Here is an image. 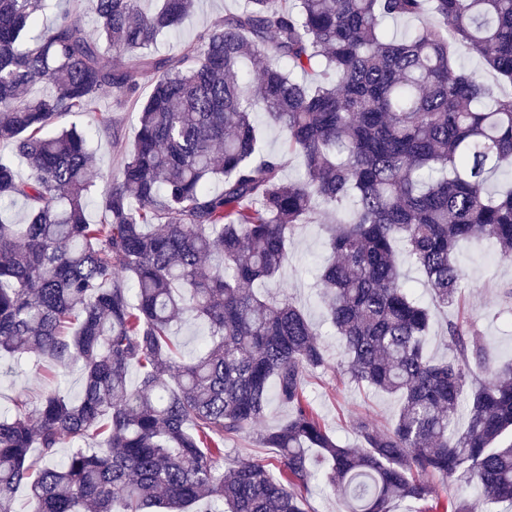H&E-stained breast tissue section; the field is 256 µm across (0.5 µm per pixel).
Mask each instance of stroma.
<instances>
[{"label": "stroma", "instance_id": "35a3bbf8", "mask_svg": "<svg viewBox=\"0 0 512 512\" xmlns=\"http://www.w3.org/2000/svg\"><path fill=\"white\" fill-rule=\"evenodd\" d=\"M237 7V0H198L183 23L179 42L197 40L217 19ZM101 112L111 113L115 119L121 147H114L110 138L97 133L96 119ZM74 121L84 132L88 147L94 154V170L99 181H106L119 170L122 149L132 148L134 144L138 125L135 100L124 96L101 100L96 111L75 116ZM337 220L334 210L320 207L314 223L296 228L290 241L287 263L274 278L256 284L255 289L269 297L290 298L317 328L320 340L327 347L329 366L309 375L305 394L338 440L354 446L358 443L353 429L354 420L365 418L377 427H386L396 416L399 401L396 396L362 390L339 381L335 365L341 360V349L327 320L317 278L319 268L329 258L326 227ZM458 261L467 274L463 300L461 304L434 310L428 344L430 355L437 359L447 358L445 322L459 316L476 325L498 359L512 358V263L499 261L488 243L472 241L461 245ZM59 384L67 389L69 396H76L81 386L79 368L71 366L58 370L34 354L18 362L0 359V413H11L13 401L19 394L34 397ZM289 413L286 404L271 400L257 425L237 439L226 442L227 455L233 460L253 458L277 467L276 451L263 447L259 435L287 421Z\"/></svg>", "mask_w": 512, "mask_h": 512}]
</instances>
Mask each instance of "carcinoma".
I'll use <instances>...</instances> for the list:
<instances>
[{
	"label": "carcinoma",
	"mask_w": 512,
	"mask_h": 512,
	"mask_svg": "<svg viewBox=\"0 0 512 512\" xmlns=\"http://www.w3.org/2000/svg\"><path fill=\"white\" fill-rule=\"evenodd\" d=\"M44 2L0 0V142L30 171L19 178L0 158V215L28 206L23 224L0 218V358L79 365L82 386L76 401L19 395L0 416V512H15L21 487L32 512H308L317 476L343 512H475L466 497L433 494V481L458 474L512 507V362L495 364L458 317L445 326L452 354L430 356L432 312L401 271L404 258L419 267L446 307L466 280L461 241H489L512 262V94L493 96L452 57L465 43L512 83V0H241L165 58L151 47L194 0L149 13L141 0H91V31L66 9L38 30ZM394 19L420 28L393 39ZM133 69L152 88L133 148L100 187L85 136L48 126L135 96ZM37 84L52 93L28 96ZM258 114L284 133L285 152L263 151ZM98 132L120 143L112 114ZM291 155L304 173L286 181ZM495 175L505 181L492 193ZM95 193L99 224L86 215ZM320 205L341 214L320 276L340 374L400 401L384 429L355 422L357 448L306 398L308 375L328 366L313 325L252 290ZM185 311L208 327L189 359L172 339ZM273 397L291 409L260 438L277 449L278 474L254 459L224 465V441Z\"/></svg>",
	"instance_id": "carcinoma-1"
}]
</instances>
